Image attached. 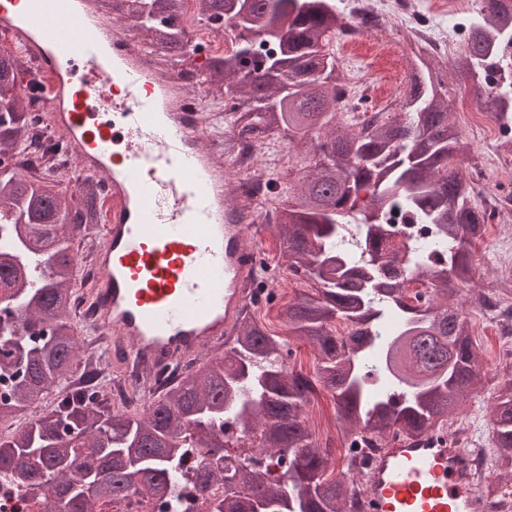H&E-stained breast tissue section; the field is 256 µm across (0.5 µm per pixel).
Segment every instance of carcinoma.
Masks as SVG:
<instances>
[{
  "instance_id": "cac0c4a2",
  "label": "carcinoma",
  "mask_w": 512,
  "mask_h": 512,
  "mask_svg": "<svg viewBox=\"0 0 512 512\" xmlns=\"http://www.w3.org/2000/svg\"><path fill=\"white\" fill-rule=\"evenodd\" d=\"M224 32L222 54L196 68L232 132L261 145L280 133L312 142L314 164L297 170V188L264 203L278 213L274 232L287 270L314 288L282 308L288 335L317 350L313 374L290 369L292 350L242 310L229 349L135 411L116 403L88 372L74 325L77 237L101 223L97 179L79 196L59 190V174L26 175L4 158L22 153L32 116L22 92V65L0 50V283L10 312L0 323V421L31 420L0 437V487L51 503L49 512H96L131 496L157 499L181 512L189 496H209V512H354L357 487L327 474L332 450L315 439L305 407L316 386L331 392L338 440L442 433L463 402L482 387L483 354L459 309L460 285L472 280L473 245L486 231V211L454 163L460 131L429 64L414 71L394 118H370L341 130L342 72L330 44L341 30L337 0H99L127 31L167 61L187 56V12ZM456 78L476 83L480 108L501 123L512 148V0H483L462 26ZM274 57L277 68L252 74L247 54ZM438 233L403 272L382 260L378 244L389 211ZM414 282L428 287L432 307L416 305ZM254 432L256 454L224 453L226 425ZM492 447L512 468V374L499 384ZM281 454L283 488L263 457ZM215 484L224 494L211 493Z\"/></svg>"
}]
</instances>
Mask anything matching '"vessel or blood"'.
Listing matches in <instances>:
<instances>
[{
    "mask_svg": "<svg viewBox=\"0 0 512 512\" xmlns=\"http://www.w3.org/2000/svg\"><path fill=\"white\" fill-rule=\"evenodd\" d=\"M0 33L47 75L48 123L75 147L78 177L110 194L95 251L92 332L114 362L219 353L259 266L250 209L210 142L192 93L93 0H0ZM469 449L397 438L362 482L371 512H485L463 489Z\"/></svg>",
    "mask_w": 512,
    "mask_h": 512,
    "instance_id": "obj_1",
    "label": "vessel or blood"
}]
</instances>
